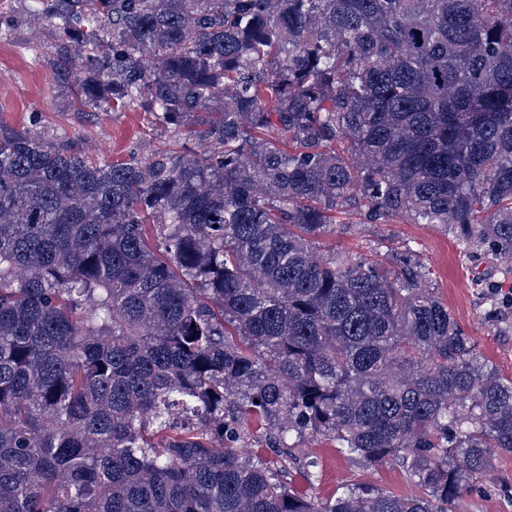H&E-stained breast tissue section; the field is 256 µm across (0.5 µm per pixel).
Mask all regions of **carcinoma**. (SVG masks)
Masks as SVG:
<instances>
[{
    "instance_id": "carcinoma-1",
    "label": "carcinoma",
    "mask_w": 512,
    "mask_h": 512,
    "mask_svg": "<svg viewBox=\"0 0 512 512\" xmlns=\"http://www.w3.org/2000/svg\"><path fill=\"white\" fill-rule=\"evenodd\" d=\"M24 2L69 107L175 140L0 122V512H452L512 453V378L414 254L315 249L352 208L512 256V0ZM268 433L421 494L299 497Z\"/></svg>"
}]
</instances>
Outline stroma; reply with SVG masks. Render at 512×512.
Returning a JSON list of instances; mask_svg holds the SVG:
<instances>
[{
	"mask_svg": "<svg viewBox=\"0 0 512 512\" xmlns=\"http://www.w3.org/2000/svg\"><path fill=\"white\" fill-rule=\"evenodd\" d=\"M22 0L12 4V33L0 36V121L35 129L53 143L63 142L99 160L147 156L169 142V135L150 127L144 113L75 112L52 66L53 47L41 40L39 58L26 50L29 39ZM414 249L431 276L430 285L448 306L477 352L503 376L512 378V309L490 291H512V258L468 251L436 224H335L322 235L318 254L342 251L352 256L389 257ZM317 465L288 467L291 490L302 497L335 498L345 483H359L401 496L416 495L401 466L393 461L363 466L327 442L309 443ZM453 512H512V453L494 452L489 466L473 478L472 487L456 500Z\"/></svg>",
	"mask_w": 512,
	"mask_h": 512,
	"instance_id": "35a3bbf8",
	"label": "stroma"
}]
</instances>
